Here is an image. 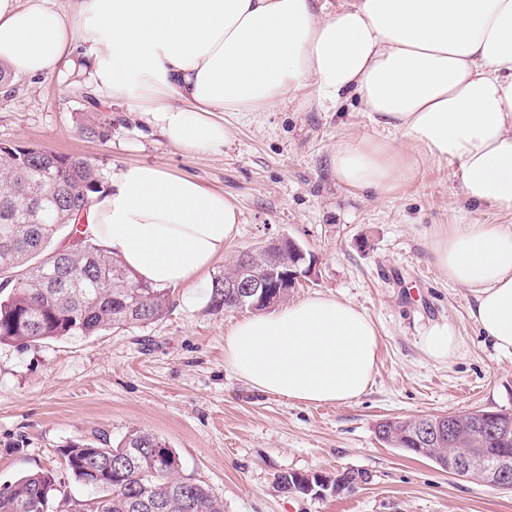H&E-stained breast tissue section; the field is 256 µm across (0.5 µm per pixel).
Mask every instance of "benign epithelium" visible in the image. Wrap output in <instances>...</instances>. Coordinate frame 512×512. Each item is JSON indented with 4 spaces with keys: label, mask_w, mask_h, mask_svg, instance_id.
<instances>
[{
    "label": "benign epithelium",
    "mask_w": 512,
    "mask_h": 512,
    "mask_svg": "<svg viewBox=\"0 0 512 512\" xmlns=\"http://www.w3.org/2000/svg\"><path fill=\"white\" fill-rule=\"evenodd\" d=\"M290 254L293 255L291 259L288 258ZM265 261L262 273H253L244 267L235 279L224 283V287L231 289L229 302L233 303L234 310L266 303L272 300L271 294L275 284H280L282 288H292L311 272L309 267L302 271L294 269L298 263L307 261V257L305 251L289 237L272 239L266 248ZM464 418L465 413L461 412L446 425L439 420L430 419L416 423L417 444L423 446V451L431 457L444 454L447 447L452 446L454 454L447 460L449 473L503 490L511 489L512 453L503 450L492 456L482 448L463 447L458 429ZM330 480L331 477L322 474L305 475V493H311L315 498L325 496V489L330 487ZM316 483L321 485L318 490L314 487Z\"/></svg>",
    "instance_id": "obj_1"
}]
</instances>
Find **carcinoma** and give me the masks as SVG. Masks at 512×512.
<instances>
[{
	"instance_id": "cac0c4a2",
	"label": "carcinoma",
	"mask_w": 512,
	"mask_h": 512,
	"mask_svg": "<svg viewBox=\"0 0 512 512\" xmlns=\"http://www.w3.org/2000/svg\"><path fill=\"white\" fill-rule=\"evenodd\" d=\"M101 188V173L85 159L0 145V343L28 347L93 336L150 323L167 311L168 289L138 280L120 259L75 232L72 248L52 246ZM240 268L238 254L212 279L213 311L224 310V277ZM13 282L17 287L8 288ZM384 426L382 442L418 454L412 420L391 418L378 424ZM464 433L492 454L512 451V430L492 433L471 423ZM60 455L89 495L73 499L54 472L39 470L0 489V512H51L54 500L70 512H224L223 502L200 481L163 465V457L179 454L147 431L131 428L115 446L105 434L77 438Z\"/></svg>"
}]
</instances>
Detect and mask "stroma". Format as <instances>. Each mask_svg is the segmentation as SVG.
I'll return each mask as SVG.
<instances>
[{"label": "stroma", "instance_id": "35a3bbf8", "mask_svg": "<svg viewBox=\"0 0 512 512\" xmlns=\"http://www.w3.org/2000/svg\"><path fill=\"white\" fill-rule=\"evenodd\" d=\"M0 97V143L83 158L104 179L155 164L223 192L239 209L234 238L202 275L211 280L243 249L287 235L310 254L309 277L289 303L317 295L349 302L378 333L373 381L358 399L307 405L262 394L224 361V338L250 311L187 302L194 282L170 288L169 309L139 326L23 348L0 344V485L59 471L60 448L79 436L120 440L129 428L164 439L184 474L209 487L224 512H512V492L468 481L383 444L378 423L464 410H512V353L487 344L469 318L474 297L433 261L426 233L512 217L475 210L449 165L427 161L391 196L337 183L332 154L350 134L373 133L351 98L334 112H227L223 152L187 155L123 102L94 101L88 75L13 78ZM448 322L464 341L437 364L420 338ZM370 474L354 493L327 499L283 494L288 472Z\"/></svg>", "mask_w": 512, "mask_h": 512}]
</instances>
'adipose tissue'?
Wrapping results in <instances>:
<instances>
[{
	"instance_id": "ef3b65f1",
	"label": "adipose tissue",
	"mask_w": 512,
	"mask_h": 512,
	"mask_svg": "<svg viewBox=\"0 0 512 512\" xmlns=\"http://www.w3.org/2000/svg\"><path fill=\"white\" fill-rule=\"evenodd\" d=\"M79 59L94 99L133 103L187 154L230 145L218 113L328 112L355 96L385 134L337 143L340 185L391 194L430 159L452 165L467 202L512 215V0H73L67 12L0 0V64L13 75ZM80 222L90 243L169 287L223 253L239 211L191 177L139 164L93 194ZM429 247L449 281L471 288L481 336L512 352V224L438 227ZM421 347L448 364L463 343L445 322ZM377 348L364 313L317 295L237 322L224 360L260 392L339 404L370 387Z\"/></svg>"
}]
</instances>
